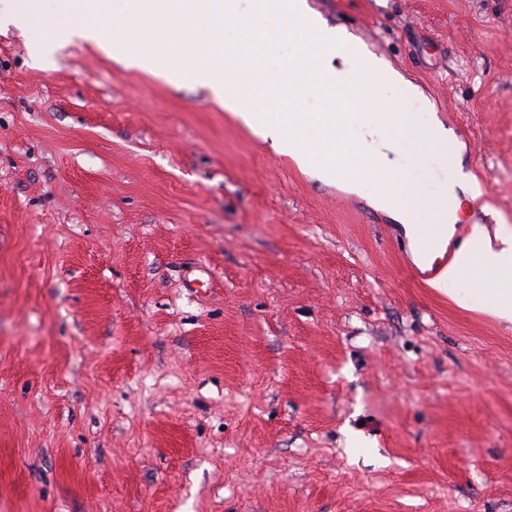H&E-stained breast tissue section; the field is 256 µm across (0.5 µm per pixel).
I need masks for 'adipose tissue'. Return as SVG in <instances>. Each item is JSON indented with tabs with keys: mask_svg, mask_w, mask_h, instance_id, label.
<instances>
[{
	"mask_svg": "<svg viewBox=\"0 0 512 512\" xmlns=\"http://www.w3.org/2000/svg\"><path fill=\"white\" fill-rule=\"evenodd\" d=\"M54 2V8L38 15L49 44L74 38L100 47L109 42L121 49L129 64L140 68L171 64L174 73L191 74L229 108L243 110L244 120L260 126L263 137L270 139L278 154L291 157L323 181H343L355 189L365 175L379 172L382 158L376 155L370 137L384 126L393 128L415 154L427 150L441 166L461 165L458 152L451 148L453 136L442 125L420 126L413 113L400 111L392 104L378 112H363L362 102L348 91L347 71L334 68L332 59L354 63L365 79L396 83L400 77L366 53L353 37L328 27L307 0H128L129 12L113 17L108 39L90 18L108 13L112 0ZM245 15L253 23L247 34L253 46H261L268 32H278L300 41L305 54L313 59L311 67L291 64L273 80L259 67L243 61L227 45L224 32ZM62 17L68 18V26L59 25ZM202 24L208 33L203 40L198 37ZM310 89L322 92L323 111H297L300 98ZM277 101L287 103L288 111L256 113V106ZM355 115L361 116L367 137L357 141L335 137V126ZM311 127L322 132L314 143L306 136ZM480 194L479 183L469 175L444 182L432 200L436 220L425 229L417 224L413 208L405 202V185L382 188L375 201L397 211L418 265L432 266L446 250H453L452 260L432 280V288L457 296L459 304H466V297L458 296L456 285L464 272L477 270L484 279V310L498 323L512 328V235H489L480 224L471 225L464 237L456 235L461 196L474 198Z\"/></svg>",
	"mask_w": 512,
	"mask_h": 512,
	"instance_id": "1",
	"label": "adipose tissue"
}]
</instances>
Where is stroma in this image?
I'll return each mask as SVG.
<instances>
[{
  "mask_svg": "<svg viewBox=\"0 0 512 512\" xmlns=\"http://www.w3.org/2000/svg\"><path fill=\"white\" fill-rule=\"evenodd\" d=\"M455 136L512 230V0H308ZM0 28V512H512V329L401 223L190 79ZM277 70L299 47L262 50ZM418 91L404 94L405 85ZM378 151L415 220L455 169Z\"/></svg>",
  "mask_w": 512,
  "mask_h": 512,
  "instance_id": "35a3bbf8",
  "label": "stroma"
}]
</instances>
